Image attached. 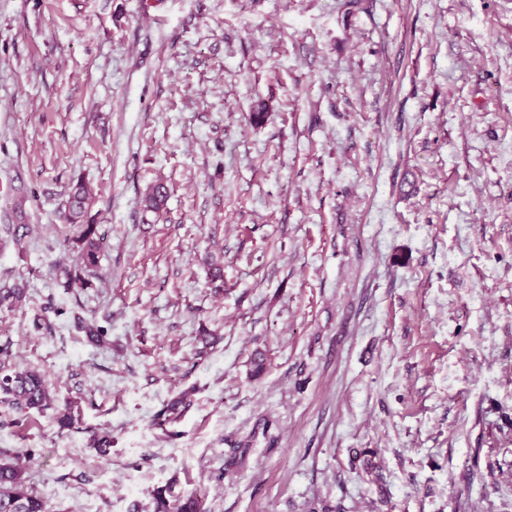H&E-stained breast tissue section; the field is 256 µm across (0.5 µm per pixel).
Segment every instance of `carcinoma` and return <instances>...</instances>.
Segmentation results:
<instances>
[{
    "instance_id": "carcinoma-1",
    "label": "carcinoma",
    "mask_w": 512,
    "mask_h": 512,
    "mask_svg": "<svg viewBox=\"0 0 512 512\" xmlns=\"http://www.w3.org/2000/svg\"><path fill=\"white\" fill-rule=\"evenodd\" d=\"M167 186L156 183L145 195L146 206L160 210L166 201ZM89 199L87 186L79 181L71 189L65 211L68 224L80 228L79 250L74 267H63L66 287L84 289L90 278L97 275L100 241L96 225L86 222ZM26 294L23 284L14 281L0 283V306L9 308L22 302ZM11 350L0 346V403L18 413L43 412L52 407L53 399L44 373L37 368L20 369L11 362ZM21 454H0V512H47L45 503L30 490L26 467ZM153 512H205L203 501L195 494H184L173 485L157 488L153 493Z\"/></svg>"
}]
</instances>
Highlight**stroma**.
<instances>
[{
	"instance_id": "1",
	"label": "stroma",
	"mask_w": 512,
	"mask_h": 512,
	"mask_svg": "<svg viewBox=\"0 0 512 512\" xmlns=\"http://www.w3.org/2000/svg\"><path fill=\"white\" fill-rule=\"evenodd\" d=\"M3 277L48 512H512V0H0ZM87 186L78 181L71 189L65 211L67 224H78L79 250L73 269L62 267L61 273L65 278L67 288L84 289L90 284V278L97 275L100 258V241L96 233V225L86 222V206L89 199ZM153 504V512H205L200 497L176 491L173 485L157 488L153 493Z\"/></svg>"
}]
</instances>
